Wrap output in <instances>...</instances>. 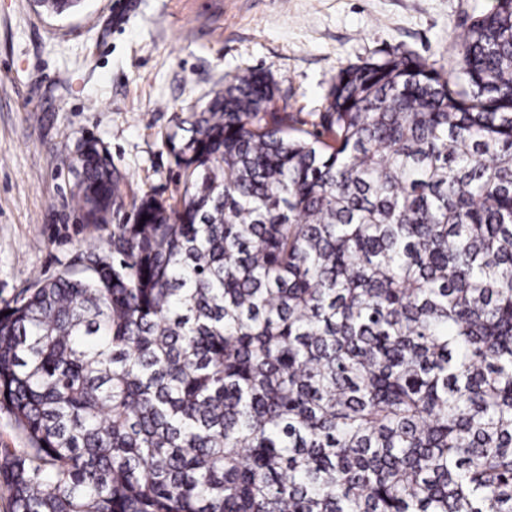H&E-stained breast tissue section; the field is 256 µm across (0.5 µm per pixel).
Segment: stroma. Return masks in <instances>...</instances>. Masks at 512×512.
<instances>
[{"label":"stroma","mask_w":512,"mask_h":512,"mask_svg":"<svg viewBox=\"0 0 512 512\" xmlns=\"http://www.w3.org/2000/svg\"><path fill=\"white\" fill-rule=\"evenodd\" d=\"M495 0H86L66 17L0 0V308L70 268L109 232L81 223L71 158L97 139L132 198L175 202L161 137L246 69L269 73L277 103L317 120L342 68L409 54L455 71L453 45Z\"/></svg>","instance_id":"stroma-1"}]
</instances>
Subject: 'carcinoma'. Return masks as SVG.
Returning a JSON list of instances; mask_svg holds the SVG:
<instances>
[{"label": "carcinoma", "instance_id": "1", "mask_svg": "<svg viewBox=\"0 0 512 512\" xmlns=\"http://www.w3.org/2000/svg\"><path fill=\"white\" fill-rule=\"evenodd\" d=\"M457 55L460 89L348 66L315 130L244 71L162 136L177 206L0 315L11 512H512V0ZM82 145L80 220L110 224ZM29 447L24 432L16 426L8 414L0 410V463L2 462L4 449L20 454Z\"/></svg>", "mask_w": 512, "mask_h": 512}]
</instances>
